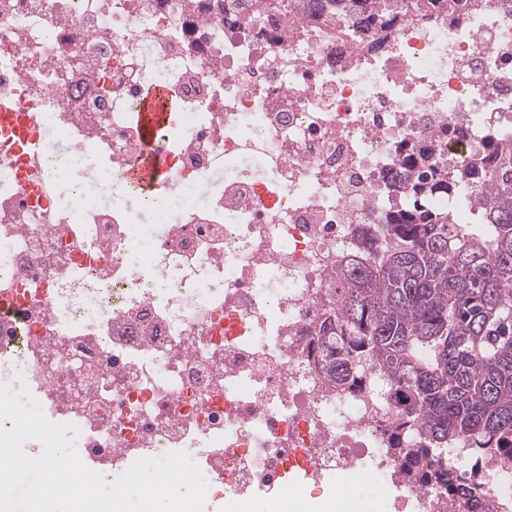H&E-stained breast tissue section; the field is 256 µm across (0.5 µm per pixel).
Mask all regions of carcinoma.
Here are the masks:
<instances>
[{
  "instance_id": "cac0c4a2",
  "label": "carcinoma",
  "mask_w": 512,
  "mask_h": 512,
  "mask_svg": "<svg viewBox=\"0 0 512 512\" xmlns=\"http://www.w3.org/2000/svg\"><path fill=\"white\" fill-rule=\"evenodd\" d=\"M327 17L350 34L368 14L379 28L396 17L379 0H322ZM488 183L486 245L425 205L448 192V173L405 197V213L386 224L378 258L353 254L336 272V311L319 330L317 353L340 384L385 371L401 427L421 429L428 470L458 438L478 452L512 459V154L470 172Z\"/></svg>"
}]
</instances>
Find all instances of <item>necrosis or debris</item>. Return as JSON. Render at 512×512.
<instances>
[{
	"mask_svg": "<svg viewBox=\"0 0 512 512\" xmlns=\"http://www.w3.org/2000/svg\"><path fill=\"white\" fill-rule=\"evenodd\" d=\"M298 2L0 0V383L109 482L182 451L238 499L369 471L390 512H512V463L452 441L449 483L421 480L405 457L428 440L397 430L383 372L339 386L312 353L341 261L403 206V163L447 171L429 203L451 223L478 215L463 174L512 145V5L357 39ZM155 81L167 180L139 192ZM164 101L163 110L158 105ZM174 104L167 98L163 90H151L144 103L142 116L143 129L148 140L153 139L156 132L168 124L170 112H174Z\"/></svg>",
	"mask_w": 512,
	"mask_h": 512,
	"instance_id": "necrosis-or-debris-1",
	"label": "necrosis or debris"
}]
</instances>
